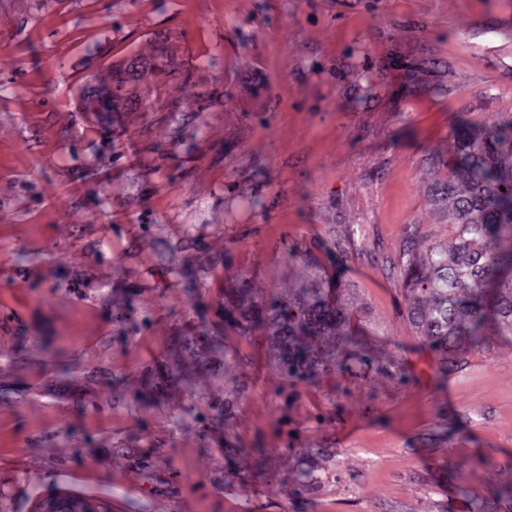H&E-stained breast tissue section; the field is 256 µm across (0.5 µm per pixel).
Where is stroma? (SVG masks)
I'll return each mask as SVG.
<instances>
[{
    "label": "stroma",
    "mask_w": 512,
    "mask_h": 512,
    "mask_svg": "<svg viewBox=\"0 0 512 512\" xmlns=\"http://www.w3.org/2000/svg\"><path fill=\"white\" fill-rule=\"evenodd\" d=\"M167 31L223 104L152 126L81 110ZM510 117L512 0H0V512L53 488L112 512H512V345L439 379L393 273L410 225L452 236L430 187L458 119ZM293 245L410 379L293 390L263 337L232 341L251 453L228 462L206 404L134 393L200 306L187 275L209 265L210 300L240 272L271 292Z\"/></svg>",
    "instance_id": "obj_1"
}]
</instances>
